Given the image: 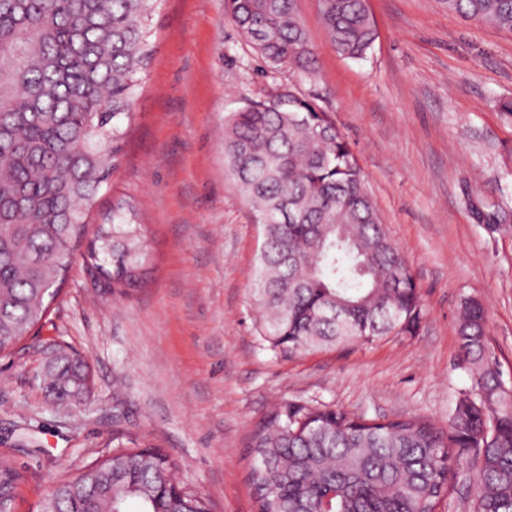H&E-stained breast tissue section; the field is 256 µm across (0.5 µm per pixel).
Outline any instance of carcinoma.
<instances>
[{"instance_id": "carcinoma-1", "label": "carcinoma", "mask_w": 512, "mask_h": 512, "mask_svg": "<svg viewBox=\"0 0 512 512\" xmlns=\"http://www.w3.org/2000/svg\"><path fill=\"white\" fill-rule=\"evenodd\" d=\"M231 19L272 73L315 72L294 0H229ZM161 0H0V352L47 313L102 186L116 166L133 90L152 56L148 21ZM448 11L512 32V0H446ZM336 51L375 40L366 0H319ZM230 175L262 226L253 298L261 338L283 354L411 334L422 307L358 159L314 99L293 90L224 120ZM112 202V224L83 254L113 289L143 282L145 225ZM458 339L472 376L450 431L417 417L382 421L288 401L248 439L259 512H436L454 471L474 486L466 512H512V389L487 338L481 303L461 307ZM60 406L90 393L87 363L56 352L40 376ZM158 445L120 448L59 481L44 512H210L181 485ZM20 479L0 455V505Z\"/></svg>"}]
</instances>
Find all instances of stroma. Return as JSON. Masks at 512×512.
Segmentation results:
<instances>
[{"label":"stroma","mask_w":512,"mask_h":512,"mask_svg":"<svg viewBox=\"0 0 512 512\" xmlns=\"http://www.w3.org/2000/svg\"><path fill=\"white\" fill-rule=\"evenodd\" d=\"M377 36L351 60L331 45L318 0H295L314 77L267 75L227 0H162L153 57L123 149L89 215L132 202L147 226L145 283L103 288L74 256L48 314L0 353V454L23 474L11 512H39L62 475L108 449L160 444L213 512H257L249 433L274 404L323 403L368 419L417 416L448 428L472 385L459 348L464 301L487 313L512 386V33L445 0H367ZM292 84L317 97L357 155L414 278L410 335L295 355L259 334L251 288L262 235L225 172L224 118ZM83 356L94 386L64 412L37 377L50 351Z\"/></svg>","instance_id":"35a3bbf8"}]
</instances>
